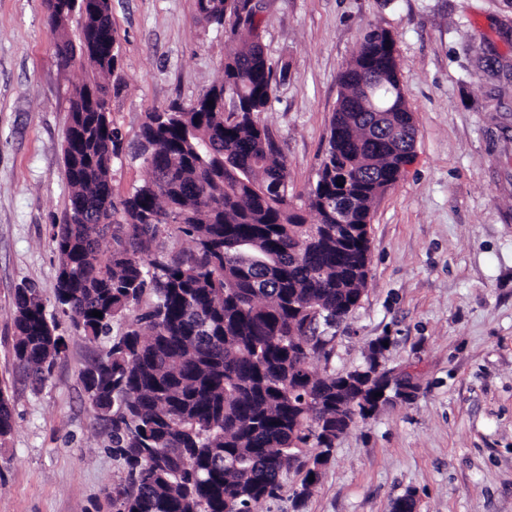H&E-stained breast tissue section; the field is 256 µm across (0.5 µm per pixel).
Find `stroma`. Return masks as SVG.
<instances>
[{"instance_id": "35a3bbf8", "label": "stroma", "mask_w": 512, "mask_h": 512, "mask_svg": "<svg viewBox=\"0 0 512 512\" xmlns=\"http://www.w3.org/2000/svg\"><path fill=\"white\" fill-rule=\"evenodd\" d=\"M261 42L287 66L259 120L278 139L289 189L305 197L327 148L338 75L373 27L396 41L414 113L413 158L372 211L361 301L336 329L328 370L414 368L393 400L341 435L302 510L303 474L259 512H512V0H258ZM48 0H0V384L13 431L0 441V512H112L127 468L83 371L104 348L55 304L51 238L67 204L66 93ZM120 86L112 123L132 146L147 112L189 105L223 76L229 44L195 0H112ZM39 288L65 351L38 384L13 353V296Z\"/></svg>"}]
</instances>
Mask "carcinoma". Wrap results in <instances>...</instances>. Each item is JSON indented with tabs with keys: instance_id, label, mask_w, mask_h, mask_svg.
I'll list each match as a JSON object with an SVG mask.
<instances>
[{
	"instance_id": "cac0c4a2",
	"label": "carcinoma",
	"mask_w": 512,
	"mask_h": 512,
	"mask_svg": "<svg viewBox=\"0 0 512 512\" xmlns=\"http://www.w3.org/2000/svg\"><path fill=\"white\" fill-rule=\"evenodd\" d=\"M56 2L54 57L66 67L73 25L91 35L98 16L82 0ZM251 2L224 0L221 17L212 0H195L199 17L218 27L225 17L245 19V33L228 35L242 44L228 49L223 78L196 101L147 113L136 139L149 177L118 203L112 164L122 135L111 112L90 107L95 92L111 94L115 62L88 58L84 79L68 92L66 212L82 221L53 227L55 301L90 342L139 308L82 373L93 409L112 414L128 466L127 483L109 496L115 512H257L292 469L304 471L293 493L301 504L336 430L365 418L376 393H394L384 383L357 399L354 381L377 364L371 352L351 370H311L329 360L336 326L359 304L370 273L372 209L400 178L411 147L405 130L413 112L395 101L394 43L370 29L339 73L328 147L299 206L276 136L257 119L276 73L252 41L260 22ZM366 78L375 86L360 100ZM339 179L355 200L345 225L336 223ZM105 204L109 222L102 223ZM308 212L317 223H307ZM167 225L193 248L158 254ZM147 292L152 300L142 308ZM13 304L15 359L42 383L64 338L37 288H17ZM11 431L12 405L0 388V438ZM309 447L320 452L309 458Z\"/></svg>"
}]
</instances>
